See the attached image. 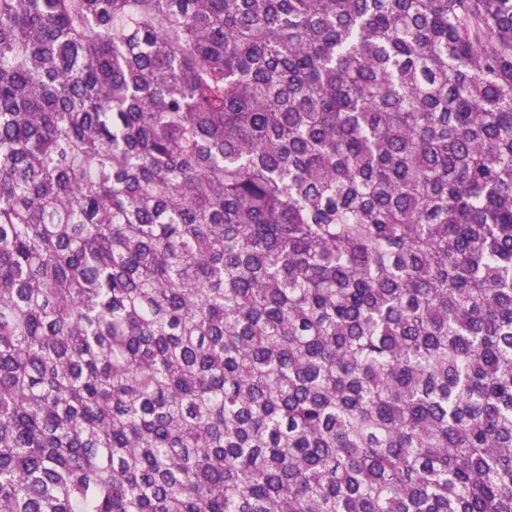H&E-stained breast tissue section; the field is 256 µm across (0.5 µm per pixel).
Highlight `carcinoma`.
<instances>
[{"label":"carcinoma","instance_id":"1","mask_svg":"<svg viewBox=\"0 0 512 512\" xmlns=\"http://www.w3.org/2000/svg\"><path fill=\"white\" fill-rule=\"evenodd\" d=\"M0 512H512V0H0Z\"/></svg>","mask_w":512,"mask_h":512}]
</instances>
